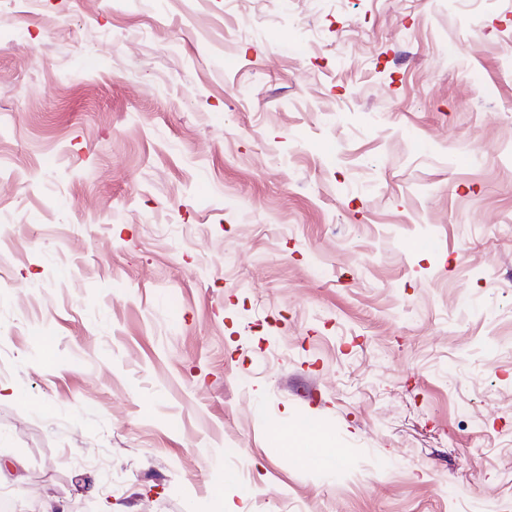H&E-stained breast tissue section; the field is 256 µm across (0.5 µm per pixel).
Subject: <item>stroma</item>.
<instances>
[{"label":"stroma","instance_id":"1","mask_svg":"<svg viewBox=\"0 0 512 512\" xmlns=\"http://www.w3.org/2000/svg\"><path fill=\"white\" fill-rule=\"evenodd\" d=\"M0 387L22 512H502L512 0H0Z\"/></svg>","mask_w":512,"mask_h":512}]
</instances>
